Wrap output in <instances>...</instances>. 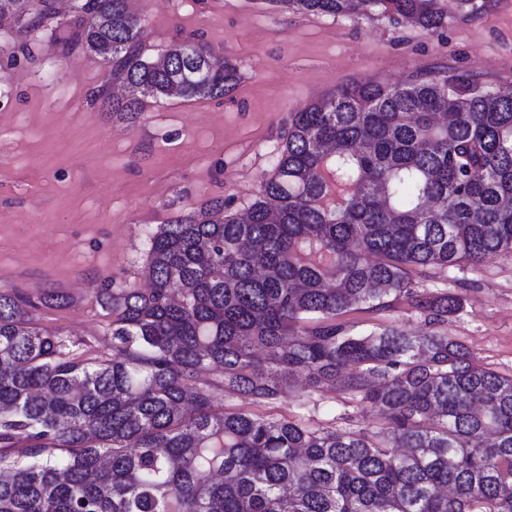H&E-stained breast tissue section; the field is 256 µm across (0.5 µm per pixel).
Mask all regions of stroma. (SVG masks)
<instances>
[{"label": "stroma", "mask_w": 512, "mask_h": 512, "mask_svg": "<svg viewBox=\"0 0 512 512\" xmlns=\"http://www.w3.org/2000/svg\"><path fill=\"white\" fill-rule=\"evenodd\" d=\"M438 34L377 16L299 14L277 0H129L144 20V50L197 39L237 64L241 79L223 101L146 100L137 124L94 104L124 96L112 70L70 32L14 46L0 22V287L68 297L43 307L37 326L57 331L87 356L112 352V324L95 298L102 288L146 282L145 234L223 199L245 213L273 167L288 115L354 82H395L426 71L474 75L512 88V0H483ZM424 295H458L463 308L441 324L479 364L512 376V257L411 275ZM354 335L385 326L411 333L424 317L406 301L339 318ZM263 414L305 417L336 430L378 429V414L349 393L310 390L296 377Z\"/></svg>", "instance_id": "1"}]
</instances>
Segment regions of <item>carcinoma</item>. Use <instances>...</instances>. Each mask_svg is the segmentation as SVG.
<instances>
[{
	"instance_id": "1",
	"label": "carcinoma",
	"mask_w": 512,
	"mask_h": 512,
	"mask_svg": "<svg viewBox=\"0 0 512 512\" xmlns=\"http://www.w3.org/2000/svg\"><path fill=\"white\" fill-rule=\"evenodd\" d=\"M306 14L387 17L435 34L441 0H270ZM128 0H0L19 31L73 39L139 93L222 100L238 68L182 41L144 56ZM246 217L211 200L147 237L150 287L104 288L112 357L87 358L0 289V512H512V376L437 326L462 309L413 270L512 256V88L419 73L342 85L288 115ZM406 299L427 329L348 333L336 318ZM220 379L203 383L209 370ZM347 391L384 422L214 407L273 404L290 380Z\"/></svg>"
}]
</instances>
